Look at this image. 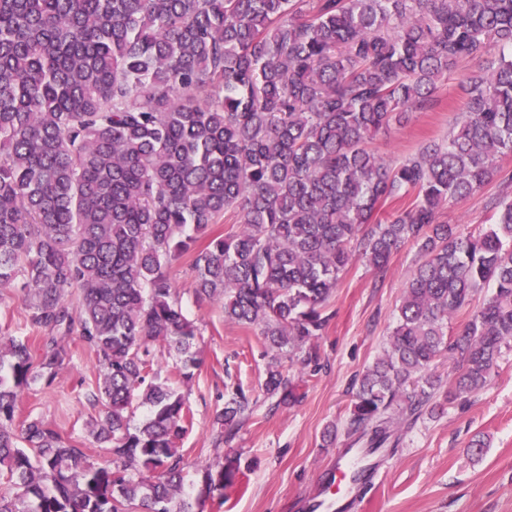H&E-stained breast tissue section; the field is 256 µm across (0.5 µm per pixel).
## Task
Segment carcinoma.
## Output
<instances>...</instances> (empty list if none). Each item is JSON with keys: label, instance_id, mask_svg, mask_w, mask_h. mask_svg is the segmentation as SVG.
I'll return each instance as SVG.
<instances>
[{"label": "carcinoma", "instance_id": "cac0c4a2", "mask_svg": "<svg viewBox=\"0 0 512 512\" xmlns=\"http://www.w3.org/2000/svg\"><path fill=\"white\" fill-rule=\"evenodd\" d=\"M494 48L448 141L394 166L370 150ZM511 153L512 0H0V288L28 301L25 332L0 337V512H195L177 443L198 327L171 276L188 253L196 301L258 328L264 390L290 406V368L320 366L341 274L357 257L382 273L413 243L421 262L387 347L354 380L345 435L394 449L478 394L512 350V173L495 166ZM496 177L491 224L439 222ZM74 339L101 369L84 398L105 464L19 416L20 393L52 384ZM445 358L446 391L433 372ZM250 410L236 389L215 416L224 442ZM196 467L222 501L241 455Z\"/></svg>", "mask_w": 512, "mask_h": 512}]
</instances>
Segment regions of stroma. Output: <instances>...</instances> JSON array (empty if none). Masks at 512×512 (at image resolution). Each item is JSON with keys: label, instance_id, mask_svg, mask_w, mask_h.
<instances>
[{"label": "stroma", "instance_id": "obj_1", "mask_svg": "<svg viewBox=\"0 0 512 512\" xmlns=\"http://www.w3.org/2000/svg\"><path fill=\"white\" fill-rule=\"evenodd\" d=\"M486 65L483 59L463 62L439 83L432 109L413 111L407 123L391 125L371 142V150L392 164L431 142L447 140L462 110L459 75L483 74ZM499 190L498 181H491L449 204L442 221L464 233L477 231ZM418 260L417 247L408 244L392 255L385 274L360 261L347 268L329 303L334 318L318 341L321 369L307 377L305 396L292 407L276 406L264 392L266 361L257 330L225 321L220 303L196 302L185 262L173 267L182 306L201 331L196 341L201 364L183 390L193 426L180 441V452L191 462H212L232 451L252 463L220 503L200 498L201 474L190 471L185 493L198 500L201 512H308V498L325 492L324 475L344 455L366 460L370 467L367 483L347 492L361 500V512H512V351L503 355L485 390L418 422L403 433L394 453L362 458L358 450L348 449L343 435L333 447L322 445L325 428L342 425L349 413L354 376L382 354ZM68 356L66 369L52 385L21 392L20 413L50 421L89 446L93 440L85 424L93 410L83 392L95 383L98 365L78 342L71 343ZM237 386L250 394L252 411L235 439L220 444L214 417ZM475 439L485 443L482 454L469 449Z\"/></svg>", "mask_w": 512, "mask_h": 512}]
</instances>
